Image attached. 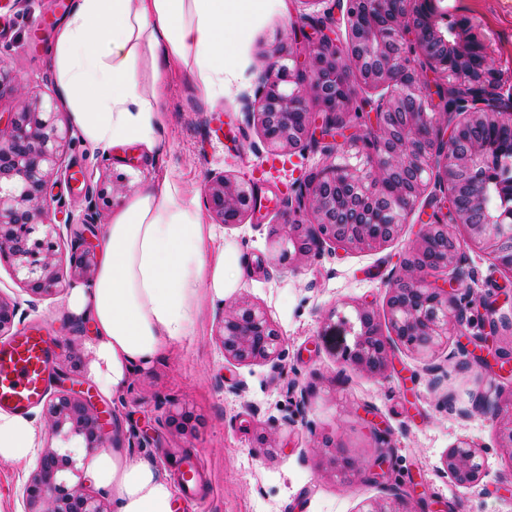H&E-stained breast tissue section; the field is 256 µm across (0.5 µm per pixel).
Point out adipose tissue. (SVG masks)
I'll return each instance as SVG.
<instances>
[{"instance_id":"1","label":"adipose tissue","mask_w":512,"mask_h":512,"mask_svg":"<svg viewBox=\"0 0 512 512\" xmlns=\"http://www.w3.org/2000/svg\"><path fill=\"white\" fill-rule=\"evenodd\" d=\"M286 0H80L58 28L59 84L83 139L108 152L153 145L165 125L159 95L171 69L193 65L206 98L224 96V57L236 24ZM196 198L167 177L112 215L91 287L71 289L70 312L90 321V374L106 396L124 393L162 352L194 335L204 300L233 287L234 254L215 246ZM41 429L0 413V461L32 460ZM112 512H173L174 490L154 466L117 451L91 464Z\"/></svg>"}]
</instances>
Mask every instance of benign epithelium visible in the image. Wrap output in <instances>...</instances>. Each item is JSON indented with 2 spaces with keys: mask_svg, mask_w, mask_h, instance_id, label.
I'll use <instances>...</instances> for the list:
<instances>
[{
  "mask_svg": "<svg viewBox=\"0 0 512 512\" xmlns=\"http://www.w3.org/2000/svg\"><path fill=\"white\" fill-rule=\"evenodd\" d=\"M346 0L348 45L339 51L324 35L309 52L303 67L290 68L297 58L296 40L280 46L274 61L259 78L254 97H242L246 112L257 120L268 149L291 152L316 136L336 138L333 116L355 97L350 80L371 91L389 90L372 102L373 121L365 140L371 166L328 161L316 181L307 185L308 222L285 225L286 240L298 255H317L324 244L341 248L374 249L401 230L406 216L424 197L431 183H452L447 195L449 219L464 224L470 242L486 251L495 265L512 270V217L488 206L489 181L476 170L491 164L492 147L481 139H464L473 129L512 126V101L498 97V73L486 61L479 77L461 90L466 118L448 127L442 113L426 105L431 88L449 66L467 72V58L480 42L469 22L455 27V43L444 40L441 16L433 0ZM421 52L428 66L418 70L412 55ZM18 98L14 111L0 118V262L22 275L23 290L43 298L82 282L91 284L97 272L95 253L83 245L71 248L69 267L57 258L50 225V180L66 173L65 156L73 142L69 127L59 125L58 102H45L24 90L0 57V95ZM314 96L322 113L311 112ZM208 210L220 224H241L257 208L252 186L237 178L214 174L206 178ZM461 245L445 222L427 223L417 233L403 263L404 274L391 279L387 293L388 327L383 334L373 309L355 306L358 329L343 361L377 377L386 371L393 341L422 355L432 354L465 318L462 300L450 284L434 281L442 270L455 266ZM20 309L16 300L0 295V337L12 335ZM219 339L224 357L239 364L279 359L284 338L257 305L238 299L225 305ZM104 410L82 392L62 391L50 398L43 416L54 433L81 439L87 452L105 447ZM192 412H169L167 423L176 431L192 430ZM493 423L497 448L512 458V401L496 406ZM336 471H360L356 461L336 451ZM443 474L458 487L479 483L486 474L484 450L467 440L448 449ZM372 474L385 479L386 496L364 503L358 512H413L401 480L388 473L390 458L381 454ZM79 474L71 452L47 447L22 487L24 512H109L101 495L82 482L69 485L68 475Z\"/></svg>",
  "mask_w": 512,
  "mask_h": 512,
  "instance_id": "7a95c632",
  "label": "benign epithelium"
}]
</instances>
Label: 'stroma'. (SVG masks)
<instances>
[{
  "label": "stroma",
  "mask_w": 512,
  "mask_h": 512,
  "mask_svg": "<svg viewBox=\"0 0 512 512\" xmlns=\"http://www.w3.org/2000/svg\"><path fill=\"white\" fill-rule=\"evenodd\" d=\"M75 2L0 0V56L26 89L48 101L63 97L53 45ZM436 4L448 20L472 21L501 75V95L512 97V0ZM323 23L335 29L337 46L346 47L348 31L334 0L309 6L290 0L287 13L250 16L224 60L223 99L206 98L190 68L169 72L165 127L153 149L132 143L105 154L78 136L67 156L71 177L52 179L58 199L52 235L64 260L80 229L101 250L113 212L167 172L191 195L202 194L207 175L244 177L254 182L261 201L243 223L216 227L236 249V283L223 300L203 305L195 335L135 375L122 396L96 393L99 405L112 411L111 445L155 463L176 485L182 459L195 458L199 492L186 512H357L384 494L369 471L379 453L372 430L380 427L390 433L413 512H433L437 501L455 512H512V460L497 450L491 411L512 399V272L467 245L464 225H452L463 242L457 286L474 301L471 320L428 357L393 345L383 378L375 379L342 360L354 340V306L370 304L379 323H386L387 285L400 274L431 208L416 207L401 233L380 248L328 244L316 256L279 259L286 204L299 202L308 174L325 163L328 145L269 154L242 97L255 93L271 50L292 27L308 31ZM219 121L224 136L218 140L210 129ZM0 295L20 300L22 325L53 329V392L93 387L87 351L92 327L69 314L66 292L27 303L11 266L1 263ZM236 299L263 308L282 332L286 351L279 365L225 359L217 332L225 303ZM493 321L501 328L493 353L483 356L474 344ZM447 397L455 411L442 408ZM183 405L192 413L190 435L166 422L169 411ZM462 409L467 417H459ZM463 439L487 449V473L468 489L441 473L444 455ZM339 447L362 464L361 473L336 472L331 459ZM33 469L30 463L0 464V512H23L20 490Z\"/></svg>",
  "instance_id": "stroma-1"
}]
</instances>
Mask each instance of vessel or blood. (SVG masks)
Returning <instances> with one entry per match:
<instances>
[{"instance_id":"vessel-or-blood-1","label":"vessel or blood","mask_w":512,"mask_h":512,"mask_svg":"<svg viewBox=\"0 0 512 512\" xmlns=\"http://www.w3.org/2000/svg\"><path fill=\"white\" fill-rule=\"evenodd\" d=\"M56 344L46 326L23 329L0 343V409L24 414L45 398Z\"/></svg>"}]
</instances>
